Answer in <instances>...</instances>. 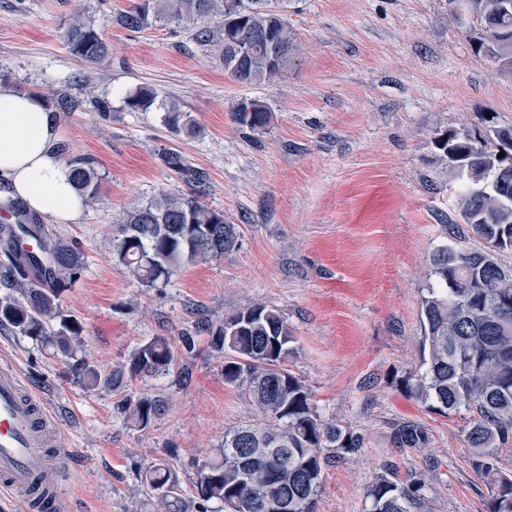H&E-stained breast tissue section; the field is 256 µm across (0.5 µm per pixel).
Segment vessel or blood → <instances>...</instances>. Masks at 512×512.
Here are the masks:
<instances>
[{
	"label": "vessel or blood",
	"instance_id": "b4317fda",
	"mask_svg": "<svg viewBox=\"0 0 512 512\" xmlns=\"http://www.w3.org/2000/svg\"><path fill=\"white\" fill-rule=\"evenodd\" d=\"M60 425L18 370L0 365V493L21 512H64L68 474Z\"/></svg>",
	"mask_w": 512,
	"mask_h": 512
}]
</instances>
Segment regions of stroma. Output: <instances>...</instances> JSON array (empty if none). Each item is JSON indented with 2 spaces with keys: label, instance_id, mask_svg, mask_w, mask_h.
Returning <instances> with one entry per match:
<instances>
[{
  "label": "stroma",
  "instance_id": "1",
  "mask_svg": "<svg viewBox=\"0 0 512 512\" xmlns=\"http://www.w3.org/2000/svg\"><path fill=\"white\" fill-rule=\"evenodd\" d=\"M131 0H0V81L24 93L80 97L92 84L112 109L60 116L62 143L93 158L98 201L80 223L53 231L77 245L86 270L59 302L82 325V345L64 353L0 325V361L39 390L61 424L68 512H157L140 476L172 467L191 494L226 429L249 421L253 404L224 381V355L210 331L260 302L278 308L295 338L289 369L325 419L362 446L324 469L316 512H368L379 478L423 486L421 512H488L489 485L464 441L467 412L443 414L406 396L418 365L420 302L430 258L461 221L459 181L434 159L433 139L461 125L512 128V69L476 56L481 28L451 0H288L296 52L278 77L242 85L218 51L197 47L174 23L130 32L115 16ZM76 11L103 26L105 63L72 56L61 33ZM141 85L175 101L196 123L173 133L163 113L128 111ZM244 98L263 101L260 131L232 116ZM178 152L202 171V201L237 224L223 257L184 268L160 288L142 285L114 256L113 225L143 197L188 186L159 160ZM168 374L135 380L127 393L87 387L75 359L107 372L144 343L176 344ZM161 410L139 428L125 395ZM427 433L416 448L393 441L398 423Z\"/></svg>",
  "mask_w": 512,
  "mask_h": 512
}]
</instances>
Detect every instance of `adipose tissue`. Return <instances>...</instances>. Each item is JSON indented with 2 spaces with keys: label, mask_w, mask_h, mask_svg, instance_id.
Masks as SVG:
<instances>
[{
  "label": "adipose tissue",
  "mask_w": 512,
  "mask_h": 512,
  "mask_svg": "<svg viewBox=\"0 0 512 512\" xmlns=\"http://www.w3.org/2000/svg\"><path fill=\"white\" fill-rule=\"evenodd\" d=\"M60 142L59 116L41 97L0 85V177L9 195L53 223L76 224L85 201Z\"/></svg>",
  "instance_id": "1"
}]
</instances>
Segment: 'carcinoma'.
<instances>
[{
	"instance_id": "obj_1",
	"label": "carcinoma",
	"mask_w": 512,
	"mask_h": 512,
	"mask_svg": "<svg viewBox=\"0 0 512 512\" xmlns=\"http://www.w3.org/2000/svg\"><path fill=\"white\" fill-rule=\"evenodd\" d=\"M501 2L482 0V34L475 53L512 65V42L494 38L495 28H512V7L504 10ZM287 5L288 0H133L115 21L132 32L162 21L184 24L199 47L219 48L231 78L252 85L288 68L295 43ZM63 42L87 64H99L109 54L99 25L82 14L68 20ZM156 98L152 88L139 86L125 93L123 102L131 112H149ZM50 103L57 112H75L83 105L67 95ZM234 118L243 127L260 130L269 122V108L260 100L244 99ZM163 122L175 133L195 131L187 113L173 103L165 108ZM434 148L440 160H448L450 151L464 156L480 178L459 195L466 230L450 227V243L432 255L436 284L421 298V366L409 371L405 391L432 410L471 413L464 440L476 473L491 487L489 512H512V471L499 467V450L512 442V268L500 262L501 255L512 254V169L502 171L512 166V143L457 139L444 131L434 138ZM502 150L509 154L500 159ZM62 154L76 189L95 200L101 182L93 162L70 155L65 147ZM159 159L182 173L192 191L160 192L136 202L116 219L114 236L117 261L150 288L168 284L187 266L224 256L239 233L224 212L201 202L202 173L184 168L170 150ZM11 207L17 222L0 224V250L8 260L0 266V285L11 289L0 296V324L71 354L81 345L82 326L62 309L59 296L84 272V254L21 204ZM470 236L483 241L484 249L459 246ZM23 237L36 241L38 251L14 252ZM294 342L282 313L262 303L236 311L212 330L211 344L224 353V381L251 399L256 415L225 430L217 457L202 465L192 493L199 512H208L211 502L230 512H268L270 500L278 512H315L330 458L361 447L353 428L321 417L309 389L288 369ZM173 361L170 343L156 338L138 347L128 364L107 373L84 363L76 364V371L91 387L118 391L137 376L167 373ZM124 409L127 420L138 427L147 426L160 411L157 401L145 396L126 402ZM396 439L413 448L424 436L408 422L398 427ZM141 480L162 512H187L169 463L154 464ZM422 489L421 484L382 477L369 489L370 512H414L423 500Z\"/></svg>"
}]
</instances>
